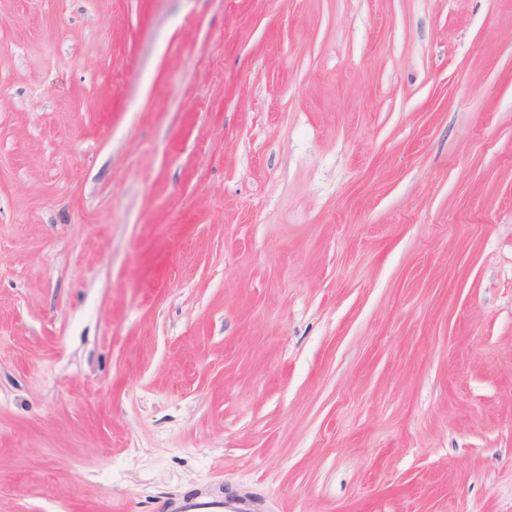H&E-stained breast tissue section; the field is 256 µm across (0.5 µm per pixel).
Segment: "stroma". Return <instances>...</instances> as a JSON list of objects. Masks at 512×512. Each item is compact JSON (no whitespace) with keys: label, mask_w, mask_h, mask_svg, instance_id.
I'll return each mask as SVG.
<instances>
[{"label":"stroma","mask_w":512,"mask_h":512,"mask_svg":"<svg viewBox=\"0 0 512 512\" xmlns=\"http://www.w3.org/2000/svg\"><path fill=\"white\" fill-rule=\"evenodd\" d=\"M512 512V0H0V512ZM171 512H246L243 503L224 496L184 497L170 507Z\"/></svg>","instance_id":"obj_1"}]
</instances>
